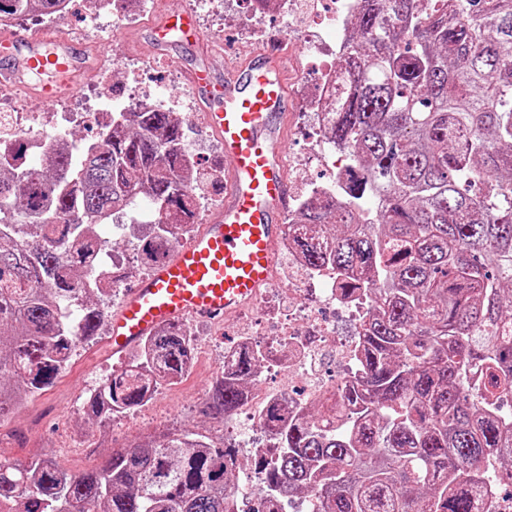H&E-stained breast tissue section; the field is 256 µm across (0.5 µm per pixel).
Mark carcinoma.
<instances>
[{
    "instance_id": "1",
    "label": "carcinoma",
    "mask_w": 512,
    "mask_h": 512,
    "mask_svg": "<svg viewBox=\"0 0 512 512\" xmlns=\"http://www.w3.org/2000/svg\"><path fill=\"white\" fill-rule=\"evenodd\" d=\"M62 0H0V18L55 15ZM365 0L331 103L327 135L368 177L376 219L307 205L299 247L376 284L358 372L323 409L271 408L275 452L260 462L251 512H500L512 485V0ZM95 154L65 149L44 168L0 177V417L51 386L78 344L99 335L95 227L143 199L159 257L194 220V167L175 112L115 113ZM28 218L44 236L19 244ZM192 338L170 324L95 387L109 418L185 374ZM273 352L244 351L211 386L203 413L237 410ZM235 450L190 430L112 449L72 474L48 460L0 459V502L19 512H244Z\"/></svg>"
}]
</instances>
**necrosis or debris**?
<instances>
[{
  "mask_svg": "<svg viewBox=\"0 0 512 512\" xmlns=\"http://www.w3.org/2000/svg\"><path fill=\"white\" fill-rule=\"evenodd\" d=\"M362 0H328L326 8L317 10L304 0H278V8L287 13L295 32H305L311 25L326 30L327 39L317 42L316 50L328 57L329 63L316 79L297 77L294 85L299 112L298 127H311L304 156L288 159V178L294 186L292 205L288 212L289 225L280 242V251L288 261L287 276L278 278L276 287L287 289L291 299L288 310H281L277 295L264 292L250 310V318L240 334L241 342L268 351L293 349L296 352L286 365H274L278 377L276 386L252 390L239 407L235 426L239 431L236 445L239 461H249L264 454L271 444L270 435L262 421L273 406L289 404L300 407L310 401L335 393L337 381H349L354 376L359 349V326L365 320L372 302L365 295L344 297L337 288L338 271L321 267H306L295 242L293 229L305 205L312 201L327 202L337 213H345L353 206L346 190L348 152L328 141L324 136L327 126V102L342 89V72L335 61L350 49L356 18ZM40 130L27 126L22 114L0 113V153L7 151L15 139L25 138L38 158H45L57 146L68 143L69 132L60 125L55 113L39 119ZM329 173L324 183L307 184L310 168ZM330 355L341 369L339 380L326 378L318 363L323 355ZM303 382V391H296V382Z\"/></svg>",
  "mask_w": 512,
  "mask_h": 512,
  "instance_id": "obj_1",
  "label": "necrosis or debris"
}]
</instances>
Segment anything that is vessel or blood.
Wrapping results in <instances>:
<instances>
[{
	"label": "vessel or blood",
	"mask_w": 512,
	"mask_h": 512,
	"mask_svg": "<svg viewBox=\"0 0 512 512\" xmlns=\"http://www.w3.org/2000/svg\"><path fill=\"white\" fill-rule=\"evenodd\" d=\"M203 41L195 11L174 9L152 29L161 51ZM87 65L81 43L63 36L0 38V85L32 82L52 104L77 93ZM201 102L200 124L224 155V202L188 242L137 287L127 290L109 322V346L125 353L159 328L190 317L216 319L253 302L272 281L291 197L284 161L292 103L288 62L279 50L251 54L224 77L189 70Z\"/></svg>",
	"instance_id": "obj_1"
}]
</instances>
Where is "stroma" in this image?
Segmentation results:
<instances>
[{
    "mask_svg": "<svg viewBox=\"0 0 512 512\" xmlns=\"http://www.w3.org/2000/svg\"><path fill=\"white\" fill-rule=\"evenodd\" d=\"M179 6L195 10L204 34V49L196 51L178 44L156 54L147 46L151 22L166 9ZM146 16L141 23H124L119 9L99 7L97 0H72L69 13L57 20L22 19L14 29L20 33L44 31L85 45L91 65L81 78L78 93L65 95L53 106L35 99L32 91L0 88L13 112H77L85 106L105 74L136 67L145 69L146 84L173 98L184 100L185 142L193 152L201 178L197 194L202 217H210L224 201V182L217 179L224 158L217 140L194 123L199 106L187 81L194 63H204L218 75L233 68L243 55L260 46L241 34L236 16L224 12L219 0H143ZM238 317L198 321L191 333L196 342L195 368L182 383L159 386L144 407L99 420L83 408L90 389L113 372L122 370L126 356L112 353L105 336L79 345L68 368L53 385L0 420V458L28 462L51 459L71 473L101 466L119 445H129L141 436L169 430L190 429L224 441L223 422L205 416L202 408L214 379V364L226 343L238 332Z\"/></svg>",
    "mask_w": 512,
    "mask_h": 512,
    "instance_id": "35a3bbf8",
    "label": "stroma"
}]
</instances>
